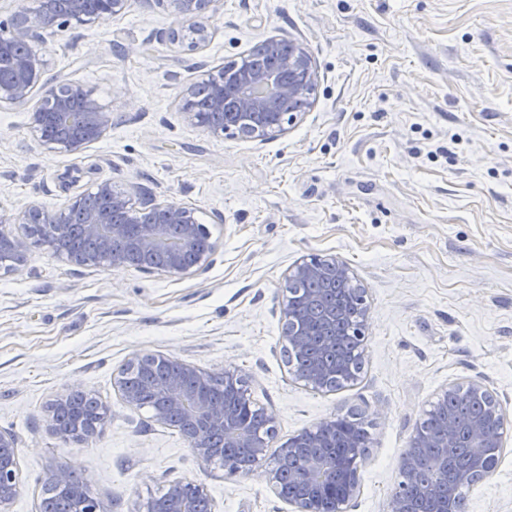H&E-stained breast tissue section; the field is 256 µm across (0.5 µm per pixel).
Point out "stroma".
Masks as SVG:
<instances>
[{"label":"stroma","instance_id":"1","mask_svg":"<svg viewBox=\"0 0 512 512\" xmlns=\"http://www.w3.org/2000/svg\"><path fill=\"white\" fill-rule=\"evenodd\" d=\"M207 45L170 39L159 0L95 25L30 37L45 76L92 89L110 113L77 154L44 150L35 98L0 105V228L50 214L110 181L137 208L194 209L217 245L210 267L170 277L79 265L32 248L0 270V431L15 435L11 512H38L59 462L106 512H146L173 480L203 484L217 512H292L265 478L288 439L356 415L370 444L350 512H385L400 463L438 393L485 384L512 416V0H220ZM310 51L312 105L282 134L213 135L180 92L268 39ZM347 263L366 292L364 368L344 388L296 381L279 303L304 256ZM138 354L207 372L235 366L276 421L255 471L200 460L180 431L126 405L114 387ZM81 390L107 407L79 445L45 409ZM467 512H512V440L466 493Z\"/></svg>","mask_w":512,"mask_h":512}]
</instances>
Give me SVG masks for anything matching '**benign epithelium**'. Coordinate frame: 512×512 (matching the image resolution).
Returning a JSON list of instances; mask_svg holds the SVG:
<instances>
[{"instance_id": "benign-epithelium-1", "label": "benign epithelium", "mask_w": 512, "mask_h": 512, "mask_svg": "<svg viewBox=\"0 0 512 512\" xmlns=\"http://www.w3.org/2000/svg\"><path fill=\"white\" fill-rule=\"evenodd\" d=\"M220 0H159L176 19L179 28L171 31L175 41L181 36L190 39V46L198 47L209 41L210 33L202 23L187 28L188 21L199 19L215 11ZM129 0H101V9L88 23L104 22L123 13ZM88 16L86 0H41L36 10H24L8 23L0 24V62L8 64L12 77L0 80V103H15L27 99L33 90L40 91V100L32 116V128L41 146L49 152L79 153L98 141L110 125V115L105 112L94 96V91L65 82L43 80L47 62L30 54L15 56L12 48L24 45L34 33L52 30L67 25L69 20H82ZM288 52L280 51V42L267 40L257 50L276 58L273 69H244L237 73L236 88L232 92L237 115L240 120L214 126L195 108L198 85L191 83L181 93L182 109L187 119L218 135L235 129L241 135L255 134L262 130L283 132L296 119V113L288 108L297 96L295 79L304 77L315 83L317 73L312 55L300 43L288 41ZM213 94L210 109L224 111L225 93L222 74L212 75ZM94 196L106 199L111 207L106 209L86 208L88 195L72 200L56 215H50L38 206H31L24 215L25 223L35 227L31 236L33 244L49 247L53 254L77 264L132 265L145 271H156L173 277H183L205 270L211 263L215 246L197 248V243L210 240L208 228L196 222L191 208L174 202L158 203L151 211L158 212L162 220L157 224L116 223L112 218V207L124 205L126 195L116 191L112 184L104 181L96 186ZM178 227L181 246L170 248L166 237L172 227ZM29 246L26 241L12 233L0 230V269L20 272L27 263ZM329 275L346 281L355 280L351 268L335 258L312 255L297 262L286 281L296 283L307 279H323ZM317 297L306 296L296 301L292 290L285 289L280 306L282 339L289 352L305 350L312 335L311 326L305 321V308L316 303ZM347 306L356 308L361 318H366L367 304L364 289L353 288L347 298ZM170 367L168 381L161 396L169 409L184 415L188 422L185 437L191 450L202 460H207L220 449L212 447L209 436L215 431L224 433V445L252 449L254 462H259L273 437L274 419L265 416L268 432L255 434L245 428L229 399L216 402L209 396L193 390L190 379L219 380L229 390L242 391L244 380L235 367L226 366L222 373L204 372L179 360L165 359ZM296 380L315 390L328 389L327 370L312 365L303 371H293ZM450 395L476 397L487 402L484 416L469 426L470 452L473 466L459 475V482L473 487L478 481L480 462L489 448L503 449L505 439L512 430V420L502 408L500 401L482 383L454 384L437 397V402L448 400ZM69 398L61 397L47 407L49 431L65 439L92 438L98 431L99 422L89 427L73 430L62 419L68 408ZM334 420L321 422L313 430H305L285 443L279 450L268 480L275 490H281V472L289 463H294V482L303 492L286 498L294 512H319L318 503L328 500L332 512H349L351 502L359 492L357 469L339 464L322 449L329 446ZM414 451L401 458V480L389 496L386 512H411L413 499L425 496L436 497L441 492L440 482L430 480L418 482V472L428 461L421 454L425 448H439L436 459L440 470H445L448 458L456 447L453 426L435 438L422 429H416L410 440ZM17 441L13 434L0 431V512H10L17 492L18 458ZM71 469L59 464L49 474L48 483L57 491H65L70 482ZM208 499L204 485L173 481L162 497L161 512H197L198 499Z\"/></svg>"}]
</instances>
